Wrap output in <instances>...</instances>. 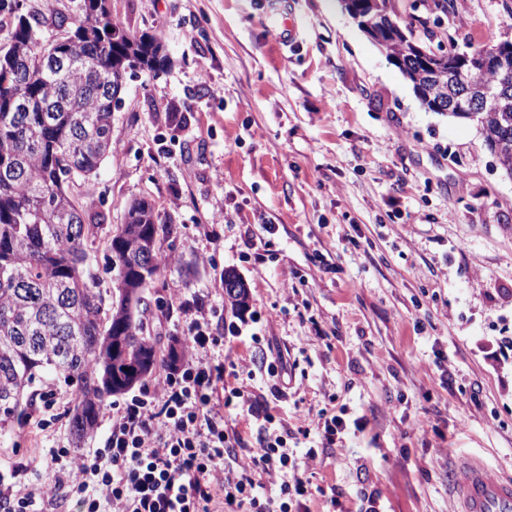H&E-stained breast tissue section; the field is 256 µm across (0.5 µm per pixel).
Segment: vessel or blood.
<instances>
[{
    "label": "vessel or blood",
    "mask_w": 512,
    "mask_h": 512,
    "mask_svg": "<svg viewBox=\"0 0 512 512\" xmlns=\"http://www.w3.org/2000/svg\"><path fill=\"white\" fill-rule=\"evenodd\" d=\"M458 512H512V476L493 478L476 465L464 466L455 481Z\"/></svg>",
    "instance_id": "1"
}]
</instances>
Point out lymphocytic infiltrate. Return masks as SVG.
Listing matches in <instances>:
<instances>
[{"label":"lymphocytic infiltrate","mask_w":512,"mask_h":512,"mask_svg":"<svg viewBox=\"0 0 512 512\" xmlns=\"http://www.w3.org/2000/svg\"><path fill=\"white\" fill-rule=\"evenodd\" d=\"M209 341L197 316L181 366L125 402L105 447L52 454L43 484L0 481V512H61L72 500L81 512H302L308 481L283 435L257 437L237 466L225 467L241 436L216 409L228 391L223 357H198Z\"/></svg>","instance_id":"obj_1"}]
</instances>
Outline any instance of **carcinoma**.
I'll return each mask as SVG.
<instances>
[{
  "instance_id": "carcinoma-1",
  "label": "carcinoma",
  "mask_w": 512,
  "mask_h": 512,
  "mask_svg": "<svg viewBox=\"0 0 512 512\" xmlns=\"http://www.w3.org/2000/svg\"><path fill=\"white\" fill-rule=\"evenodd\" d=\"M380 48L387 53L427 107L448 97V60L425 67L415 49L412 16L397 28L390 0H375ZM36 14L17 20L8 46L0 49V436L23 422L41 396L46 375L76 384L70 425L80 444L97 426L106 400L134 389L156 370L179 362L171 344L162 351L146 335L150 300L165 270L160 231L165 224L154 205L133 201L125 224L112 236L111 264L120 269L117 294L106 296L85 276L90 244L101 224L84 221L71 184L97 172L112 152V90L126 69L157 72L165 65L161 38L132 35L112 22L109 0H88L79 16H60L63 33L44 44L35 32ZM489 59L473 72L480 86L501 88L506 80L496 62L497 46L478 48ZM19 105L8 110V100ZM477 120L485 142L498 146L512 174V112L488 104L480 112H456ZM238 281L224 291L232 311H244L249 288Z\"/></svg>"
}]
</instances>
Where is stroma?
Here are the masks:
<instances>
[{
    "label": "stroma",
    "mask_w": 512,
    "mask_h": 512,
    "mask_svg": "<svg viewBox=\"0 0 512 512\" xmlns=\"http://www.w3.org/2000/svg\"><path fill=\"white\" fill-rule=\"evenodd\" d=\"M82 0H26L41 40ZM128 33L159 34L168 62L127 71L112 152L75 193L103 230L92 267L117 271L107 240L135 199L172 231L151 295V335L182 338L209 313L210 358L234 372L283 430L320 413L349 428L305 469L309 512H453L469 461L512 475V175L477 121L427 110L341 0H110ZM293 36L281 41L285 24ZM449 32L468 50L512 40V0H455ZM250 288L240 315L222 274ZM284 352L272 397L251 355ZM29 423L0 437V476L47 482L40 458L104 447L125 395L75 445L72 388L48 376ZM466 428H459V421ZM226 278H230V279L232 278V279L236 280L239 285V289L236 292L235 296H233L231 294L230 289L229 290L225 289V291H224L225 299L227 300L228 304L230 305L231 310L234 311L235 313L244 311L248 306V302H246V300L250 299L249 288L246 287L245 282H243L241 280V276L234 269H225L224 270L223 283H224V279H226Z\"/></svg>",
    "instance_id": "stroma-1"
}]
</instances>
